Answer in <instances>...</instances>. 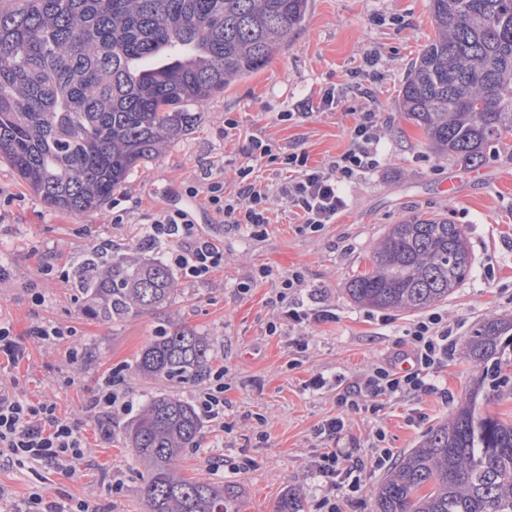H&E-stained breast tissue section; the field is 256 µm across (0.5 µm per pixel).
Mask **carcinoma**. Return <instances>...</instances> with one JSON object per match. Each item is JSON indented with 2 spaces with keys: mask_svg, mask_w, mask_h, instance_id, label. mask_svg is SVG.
I'll use <instances>...</instances> for the list:
<instances>
[{
  "mask_svg": "<svg viewBox=\"0 0 512 512\" xmlns=\"http://www.w3.org/2000/svg\"><path fill=\"white\" fill-rule=\"evenodd\" d=\"M310 0H18L0 8V158L50 208L98 207L132 171L186 134L199 107L267 64L300 28ZM435 30L410 66L399 109L438 155L465 168L512 136V0H430ZM473 272L461 225L406 217L391 225L355 302L421 312ZM73 285L105 322L157 312L180 288L167 265L94 251ZM483 374L451 420L375 489L376 512H512V421L488 410L508 387L512 318L487 319L464 346ZM213 339L162 332L137 371L178 383L207 376ZM202 418L174 393L149 396L126 430L145 470L148 512H237L239 490L187 479Z\"/></svg>",
  "mask_w": 512,
  "mask_h": 512,
  "instance_id": "obj_1",
  "label": "carcinoma"
}]
</instances>
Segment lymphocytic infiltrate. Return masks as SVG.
<instances>
[{
    "instance_id": "lymphocytic-infiltrate-1",
    "label": "lymphocytic infiltrate",
    "mask_w": 512,
    "mask_h": 512,
    "mask_svg": "<svg viewBox=\"0 0 512 512\" xmlns=\"http://www.w3.org/2000/svg\"><path fill=\"white\" fill-rule=\"evenodd\" d=\"M378 124L372 111L361 112L350 130V147L342 155L323 166L308 163L305 152L274 150L259 137H251L243 149L244 160L237 169L234 188H226L222 176L209 177L203 187H188V194L204 191L215 223L227 231L250 230L253 236L264 233L270 222L273 201L284 203L306 230L317 233L333 223L347 206L338 190L339 183L378 167ZM265 165L287 176L280 181L264 182L255 175L257 166ZM143 236L151 246L163 251L169 262L190 282L205 280L224 265V249L201 235L189 213L182 209H166L144 225ZM304 279L293 273L278 283L281 311L278 323L270 324L269 333L280 327L295 331L292 341L295 356L308 349L304 334L311 325L333 319L327 309L312 308L297 299ZM406 355L411 368H397L395 361L373 364L355 385L337 396L339 407L352 412L364 410L368 400L378 397H401L433 391L432 376L454 351L455 342L448 322L441 313H428L404 331ZM118 373L105 375L91 397L87 409L97 414L100 422L112 416L129 413L132 400L119 392ZM345 430L343 418L326 420L317 430L328 446L314 462L322 495L317 512H342L346 503L362 490L364 466L380 468L390 460L392 451L385 448L384 434H377L378 446L363 460L351 458L332 443ZM84 455V443L76 421L57 415L56 405L44 400L30 402L15 390L0 385V460L7 463L46 462L57 468L75 471Z\"/></svg>"
}]
</instances>
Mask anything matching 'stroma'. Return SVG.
Returning a JSON list of instances; mask_svg holds the SVG:
<instances>
[{
  "label": "stroma",
  "instance_id": "stroma-1",
  "mask_svg": "<svg viewBox=\"0 0 512 512\" xmlns=\"http://www.w3.org/2000/svg\"><path fill=\"white\" fill-rule=\"evenodd\" d=\"M433 36L429 0H312L303 25L286 48L250 77L200 107L189 134L178 138L130 174L126 183L95 210L75 215L48 207L0 158V263L12 272L0 285V321L24 344L17 364L0 360V382L30 401L55 402L58 415L78 419L86 446L77 473L35 462L0 466V486L20 501L33 491L54 499H84L97 512H147L141 494L144 469L125 444L131 415L117 417L111 437H103L85 407L108 369L121 370V383L135 405L160 391L195 401L202 382L179 384L142 377L136 360L161 330L184 326L213 336L214 368L224 371L226 429H202L203 439L187 449L185 477L205 476L236 486L239 512H278L285 499H297L299 512H315L321 496L313 461L321 441L314 430L325 420L344 416L347 433L337 441L342 452L368 454L374 434L383 431L394 456L416 447L455 413L478 375L463 347L486 319L512 316V137L487 150L480 168L485 178L467 182L456 197L439 189L454 161L430 149L423 131L397 105L411 63ZM337 86L342 103L329 112L321 92ZM373 109L380 127L379 166L343 185L347 208L318 233L303 232L287 214L275 212L267 233L228 232L211 223L203 197L187 195L208 175L233 180L248 138L269 140L284 151H305L320 165L350 146L349 130L362 107ZM292 112L281 123L277 113ZM234 118L235 136L225 137L224 120ZM125 209L123 223L112 221ZM186 210L210 237L224 241V267L207 281L179 280L176 300L161 311L106 323L92 315L70 279L44 277L50 262L71 270L90 251L125 253L162 260L140 228L162 208ZM440 215L462 225L474 271L448 301L447 315L456 348L433 374L430 393L379 399V411L341 413L334 392L303 389L311 375L342 376L357 382L373 364L394 358L414 313L378 311L355 303L349 282L371 266L374 251L392 224L404 217ZM272 279L237 289L255 269ZM301 272V298L311 307L332 309L336 318L312 324L309 349L293 359L291 332L268 334L277 321L278 282ZM41 292L34 305L32 292ZM40 321L71 328V335L35 340L29 328ZM83 348L85 359L70 364L68 354ZM120 491H113V480Z\"/></svg>",
  "mask_w": 512,
  "mask_h": 512
}]
</instances>
